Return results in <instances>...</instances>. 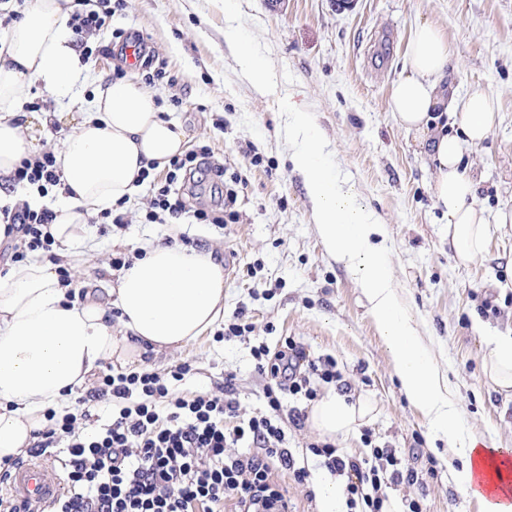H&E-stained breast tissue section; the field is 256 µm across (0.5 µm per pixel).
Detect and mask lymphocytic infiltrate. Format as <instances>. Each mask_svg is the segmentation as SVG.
Returning <instances> with one entry per match:
<instances>
[{"label": "lymphocytic infiltrate", "mask_w": 512, "mask_h": 512, "mask_svg": "<svg viewBox=\"0 0 512 512\" xmlns=\"http://www.w3.org/2000/svg\"><path fill=\"white\" fill-rule=\"evenodd\" d=\"M223 164L208 147L170 160L165 182L159 187L146 214L151 223L186 218L194 224H224L235 217L237 187L232 177L224 190V214L205 208L190 209L179 183H193L195 175L223 177ZM12 182L46 191L61 185L63 173L52 152L25 158L15 169ZM53 210L24 204L0 210L8 233L19 238L25 252L48 253L57 266L61 285H71L70 272L54 251L48 227ZM256 370L265 376L266 408L242 419L233 398L232 381L221 394L202 392L177 395L170 381L190 372L181 364L169 377L136 372L105 375L100 385L81 398L80 415H67L51 423L32 448L33 457H64L67 492L55 503L54 512H221L225 500H234L237 512H288V495L273 476L283 473L297 484L309 478L286 444L283 421L301 425L305 415L285 410L284 394L314 401L317 391L311 375L327 383L338 381L335 361L304 364L294 340H284L277 354L265 346L252 349ZM110 403V419L97 431H77L78 416H90L98 404ZM235 419L226 428L225 419ZM310 452L323 460L328 471L345 480L344 493L350 512H385L386 489L404 483L417 485L414 468L404 467L392 449L376 448L371 458L340 452L329 442L313 443Z\"/></svg>", "instance_id": "lymphocytic-infiltrate-1"}]
</instances>
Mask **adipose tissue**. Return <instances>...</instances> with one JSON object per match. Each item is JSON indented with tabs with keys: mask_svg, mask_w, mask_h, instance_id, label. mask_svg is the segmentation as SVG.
<instances>
[{
	"mask_svg": "<svg viewBox=\"0 0 512 512\" xmlns=\"http://www.w3.org/2000/svg\"><path fill=\"white\" fill-rule=\"evenodd\" d=\"M71 0H37L0 40V204H17L8 176L37 147L24 131L31 122L60 120L57 112L22 111L35 82L69 92L80 56L66 25ZM224 40L242 74L257 88L271 85L264 60L235 25ZM409 72L391 92L394 119L422 139H433L438 178L436 203L448 224V242L460 264L483 251L488 220L476 202L478 184L460 170L466 145L484 140L497 118L492 96L466 100L446 93L452 53L432 23L415 26L408 43ZM293 161L302 175L325 248L359 278L369 310L391 354L407 400L426 417L450 452L464 458L457 489L478 499L482 512H512V460L478 441L459 418L456 396L435 366L405 311L391 273L378 218L359 202L348 181L332 174L322 135L310 113L288 115ZM184 136L165 120L152 93L130 79L99 86L90 112L66 136L56 159L63 186L53 190L57 219L50 231L60 256L80 242L91 212L131 197L135 180L151 163L179 156ZM30 207L38 194L24 198ZM112 304L71 298L48 260L12 264L0 275V464L28 453L48 421L113 355L155 356L202 335L224 312V269L213 252L145 242L121 271ZM370 412L330 393L311 413L321 435L348 434Z\"/></svg>",
	"mask_w": 512,
	"mask_h": 512,
	"instance_id": "ef3b65f1",
	"label": "adipose tissue"
}]
</instances>
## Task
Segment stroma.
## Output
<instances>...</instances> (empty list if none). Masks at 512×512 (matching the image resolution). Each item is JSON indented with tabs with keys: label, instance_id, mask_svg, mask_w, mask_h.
<instances>
[{
	"label": "stroma",
	"instance_id": "1",
	"mask_svg": "<svg viewBox=\"0 0 512 512\" xmlns=\"http://www.w3.org/2000/svg\"><path fill=\"white\" fill-rule=\"evenodd\" d=\"M422 21L448 38V82L456 94L488 93L498 104L488 138L464 152L462 167L480 176L478 204L491 220L483 255L465 266L448 246V224L435 204L430 148L390 111L392 87L407 73L410 32ZM230 22L267 63L274 93H259L241 75L224 42ZM131 33L143 36L150 69L167 74L147 88L183 133L187 150L209 147L247 186L238 193L236 223L158 224L145 219L155 191L140 184L121 209L123 223H89L71 261L105 302L118 276L113 255H133L147 239L188 237L192 248L213 251L224 266L225 317L244 311L252 330L224 340L217 336L224 327L219 320L178 350L143 363L107 360L102 373L164 376L187 363L191 373L173 385L187 397L223 390L231 374L246 418L264 408L252 347L264 343L275 353L291 337L307 359H335L346 398L371 405L369 422L337 438V448L361 456L375 446L395 450L425 477L423 512H481L475 498L453 485L451 472L462 459H449L447 443L403 395L357 276L318 235L290 160L282 101L311 112L334 172L382 218L406 310L455 391L462 422L488 444L512 448V395L496 391L483 367L485 337L512 331V224L494 221L498 211L512 209V0H351L346 7L338 0H238L231 19L222 0H120L89 38L93 53L81 59L67 95L52 96L38 84L27 88L25 102L63 115L55 128L31 126L27 137L60 147L99 83L121 73L139 78L119 49L121 35ZM248 149L262 156V166L246 167ZM432 460L437 474L429 478Z\"/></svg>",
	"mask_w": 512,
	"mask_h": 512
}]
</instances>
